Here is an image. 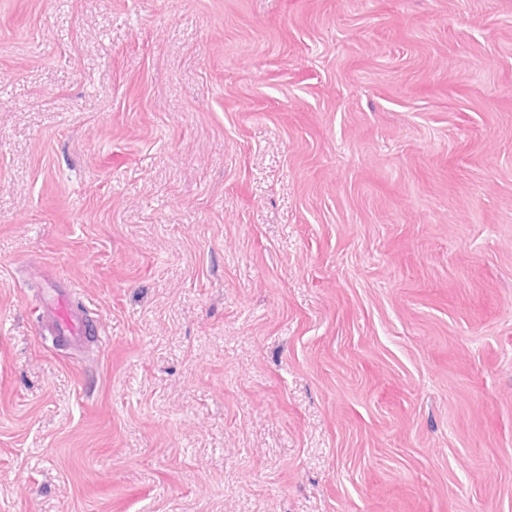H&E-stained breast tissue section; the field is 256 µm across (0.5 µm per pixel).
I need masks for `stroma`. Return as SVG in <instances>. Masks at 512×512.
Here are the masks:
<instances>
[{
	"mask_svg": "<svg viewBox=\"0 0 512 512\" xmlns=\"http://www.w3.org/2000/svg\"><path fill=\"white\" fill-rule=\"evenodd\" d=\"M0 512H512V0H0ZM65 288H52L45 307L46 321L53 334L64 341L81 344L89 331L87 320L73 308Z\"/></svg>",
	"mask_w": 512,
	"mask_h": 512,
	"instance_id": "stroma-1",
	"label": "stroma"
}]
</instances>
